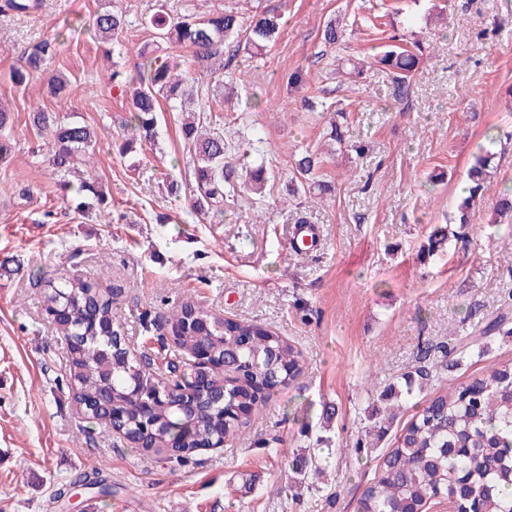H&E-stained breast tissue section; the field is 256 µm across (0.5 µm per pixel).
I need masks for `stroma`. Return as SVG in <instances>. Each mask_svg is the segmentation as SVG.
<instances>
[{
  "mask_svg": "<svg viewBox=\"0 0 512 512\" xmlns=\"http://www.w3.org/2000/svg\"><path fill=\"white\" fill-rule=\"evenodd\" d=\"M380 1L398 33L412 10L433 16L401 101L377 68L353 83L330 73L337 57L375 54L387 44L364 23ZM118 2L130 22V50L116 63L75 24L90 21L101 0H41L28 14L0 8V101L22 117L38 103L94 127L92 170L110 205L106 217L78 212L56 185L49 138L17 124L14 156L0 165V512H354L414 402L512 361V334L496 335L454 371L433 373L413 396L381 400L403 388L422 343L452 346L512 313V216L497 209L499 193L512 189V0H197L201 10L245 19L261 5L283 20L262 54L232 58L229 68L247 72L246 86L225 88L258 103L242 120L226 116L225 135L263 138L276 177L264 200L242 195L220 224L160 188L164 175L187 179L175 113H158L155 145L126 156L117 150L128 102L106 76L115 64L134 75L138 48L153 39L143 21L156 0ZM331 20L343 26L345 48L323 44ZM61 31L53 66L69 75L70 95L47 97L39 77L28 89L13 87L9 74L23 49ZM296 71L309 95L333 111H298L287 84ZM334 123L362 152L341 146L327 156L321 174L331 192L324 198L289 196L295 159L323 144ZM492 128L501 137L490 146L489 192L463 235L423 253L430 231L447 225ZM300 217L318 227L320 241L297 255L289 240ZM41 276L89 279L110 290L137 346L157 339L144 321L165 320L190 303L288 337L303 353L304 372L274 390L240 438L223 447L184 461L142 455L79 414L68 346L43 309ZM306 404L307 438L292 419ZM387 408L394 418L385 432L361 446ZM274 435L278 446L267 447ZM311 440L323 450L321 472L298 488L292 463ZM96 469L111 495L79 484Z\"/></svg>",
  "mask_w": 512,
  "mask_h": 512,
  "instance_id": "obj_1",
  "label": "stroma"
}]
</instances>
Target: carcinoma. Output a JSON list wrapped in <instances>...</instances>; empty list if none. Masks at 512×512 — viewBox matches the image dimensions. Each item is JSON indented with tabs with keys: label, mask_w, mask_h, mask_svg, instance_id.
<instances>
[{
	"label": "carcinoma",
	"mask_w": 512,
	"mask_h": 512,
	"mask_svg": "<svg viewBox=\"0 0 512 512\" xmlns=\"http://www.w3.org/2000/svg\"><path fill=\"white\" fill-rule=\"evenodd\" d=\"M145 25L155 40L143 46L136 76L128 77L115 67L110 75L129 101L128 138L122 152L156 140V112L160 101L170 111H186L185 99L209 98L224 80L228 52H261L275 42L282 29L281 15L270 9L257 11L248 27H242L234 13L210 11L201 16L190 11L173 18L164 9L153 13ZM126 15L118 8L97 11L89 30L105 45L108 55L125 48ZM63 34L27 46L20 67L10 72V81L21 87L35 75L46 81V93L59 96L70 90L69 77L50 69ZM191 49L185 60L178 48ZM419 42L401 35L388 37L387 49L371 60L348 59L338 66L341 76L352 79L373 64L392 78L398 99L408 94L410 81L422 60ZM29 121L38 133L51 136L49 166L62 192L74 193L76 209L88 212L106 204L103 190L94 181L79 185L69 179L78 165L87 163L96 142L94 128L60 118L42 107L32 109ZM14 113L0 104V163L13 151L11 131ZM187 147L185 166L191 169L193 185L189 205L206 219L224 217V205L238 199L241 189L260 194L273 178L265 164L249 167L247 184L234 180L235 168L226 161L221 117L191 113L181 125ZM262 140L240 137L233 146L238 157L248 160L260 154ZM494 153L475 157L467 171L468 185L457 205L454 223L468 224L470 205L488 190L490 164ZM318 153L307 150L295 160L290 182L304 193L323 194L324 182L316 179L321 166ZM45 309L62 311L69 323L70 378L80 413L90 423L116 428L139 441L144 455L157 452L153 434L164 438L165 453L183 460L210 440L235 439L247 427L239 412L245 403L257 406L271 390L288 384L303 372L301 352L269 328L246 321L222 319L192 305H184L166 321L180 353L207 348L214 354L212 364L200 372L208 393L193 402L190 410L181 406V394L170 391L156 397L153 374L140 360L127 355L112 295L81 278H44ZM212 322L209 329L196 327L193 320ZM509 324L501 314L480 330V338L494 335ZM110 325L104 333L101 326ZM469 341L441 350L436 365L450 370L461 364L470 351ZM436 350L420 347L417 376H430L428 361ZM447 499L458 512H512V362L490 367L472 379L452 383L446 391L428 399L404 426L397 444L382 454L375 476L357 499L355 512H427V506Z\"/></svg>",
	"instance_id": "1"
}]
</instances>
